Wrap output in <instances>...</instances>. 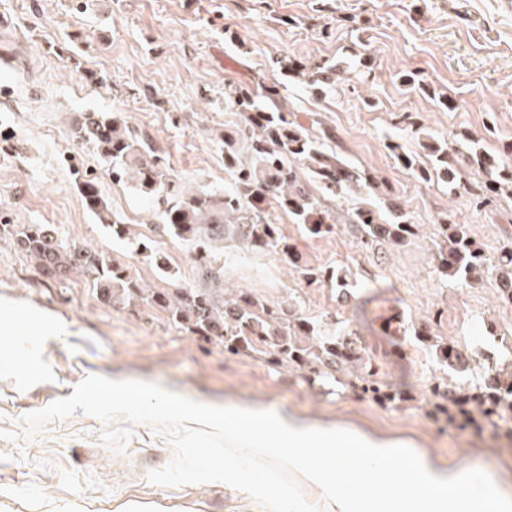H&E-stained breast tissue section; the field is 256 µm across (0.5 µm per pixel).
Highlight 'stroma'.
Returning <instances> with one entry per match:
<instances>
[{
  "label": "stroma",
  "instance_id": "35a3bbf8",
  "mask_svg": "<svg viewBox=\"0 0 512 512\" xmlns=\"http://www.w3.org/2000/svg\"><path fill=\"white\" fill-rule=\"evenodd\" d=\"M0 224H50L68 241L110 251L156 284L153 268L106 237L78 187L97 181L125 223H157L150 202L117 182L90 148L74 144L80 112H112L153 150L177 185L231 189L219 135L241 123L224 104L228 85L281 82L283 103L300 122L330 129L338 155L378 178L386 199L355 193L340 209L384 212L393 200L417 223L408 244L362 247L347 230L305 234L275 212L304 263L353 272L368 319L340 305L335 288L306 285L293 266L263 252L224 264L227 286L304 315L344 321L365 351L412 399L382 406L353 393L325 395L301 373L232 356L167 324L140 305L103 304L84 279L44 277L0 240V512H122L130 501L153 512H272L283 484L225 480L224 442L193 434L175 417L151 415L164 392L202 406L258 405L296 410L331 425L349 423L411 442L440 461L465 458L512 487L506 422L464 425L433 414L438 366L411 327L430 320L432 336L465 344L472 356L512 360V305L496 281L441 280L432 226L445 217L469 225L495 256L512 228V197L475 203L467 187L426 181L401 167L392 144L421 155L426 134L447 138L466 167L470 141L512 166V0H0ZM289 60L333 66L344 77L314 89L284 78ZM63 320L69 336L37 335L33 316ZM399 317L404 333L383 329ZM127 382L149 393L137 414L116 415L79 387L88 377Z\"/></svg>",
  "mask_w": 512,
  "mask_h": 512
}]
</instances>
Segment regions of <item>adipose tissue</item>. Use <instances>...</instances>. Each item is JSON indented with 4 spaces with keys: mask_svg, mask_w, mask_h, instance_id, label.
Masks as SVG:
<instances>
[{
    "mask_svg": "<svg viewBox=\"0 0 512 512\" xmlns=\"http://www.w3.org/2000/svg\"><path fill=\"white\" fill-rule=\"evenodd\" d=\"M81 392L112 400L114 413L139 409L140 388L89 381ZM199 435L224 434V456L236 465L235 477L249 475L259 458H273L263 472L267 482L288 484V499L278 512H296L294 496L303 493L320 512H512V490L488 471L466 460L441 465L407 442L349 426H327L300 414H273L258 406L204 408L157 396Z\"/></svg>",
    "mask_w": 512,
    "mask_h": 512,
    "instance_id": "obj_1",
    "label": "adipose tissue"
}]
</instances>
